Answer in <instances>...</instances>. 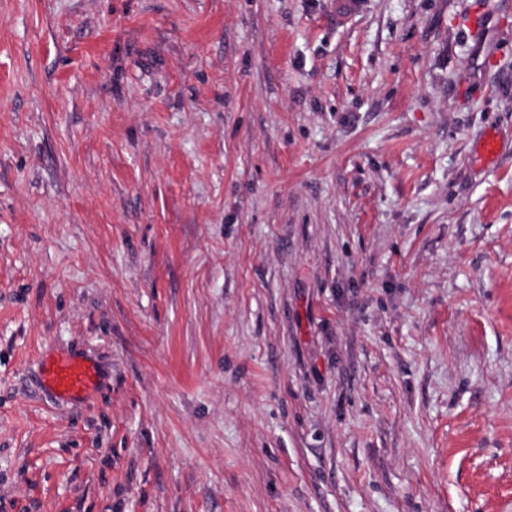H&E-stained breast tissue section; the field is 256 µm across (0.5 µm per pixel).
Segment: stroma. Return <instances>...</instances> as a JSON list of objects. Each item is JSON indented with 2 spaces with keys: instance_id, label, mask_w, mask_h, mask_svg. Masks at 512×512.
<instances>
[{
  "instance_id": "obj_1",
  "label": "stroma",
  "mask_w": 512,
  "mask_h": 512,
  "mask_svg": "<svg viewBox=\"0 0 512 512\" xmlns=\"http://www.w3.org/2000/svg\"><path fill=\"white\" fill-rule=\"evenodd\" d=\"M0 512H512V0H0ZM98 380L97 366L87 358L61 355L44 365V388L59 399L84 397L95 390Z\"/></svg>"
}]
</instances>
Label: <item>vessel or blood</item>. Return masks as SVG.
I'll return each mask as SVG.
<instances>
[{"label":"vessel or blood","instance_id":"vessel-or-blood-1","mask_svg":"<svg viewBox=\"0 0 512 512\" xmlns=\"http://www.w3.org/2000/svg\"><path fill=\"white\" fill-rule=\"evenodd\" d=\"M98 380L97 366L87 358L61 355L44 365V388L60 399L84 397L95 390Z\"/></svg>","mask_w":512,"mask_h":512}]
</instances>
